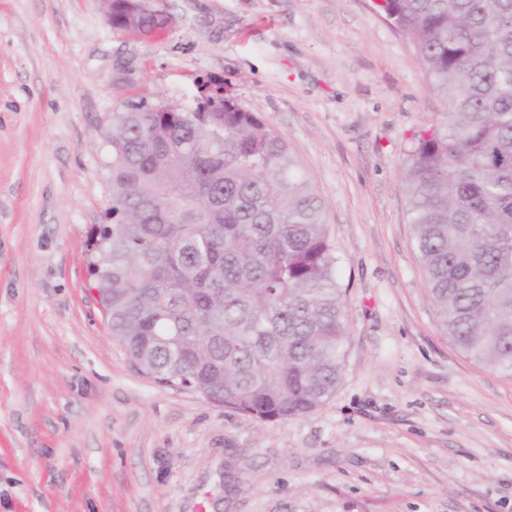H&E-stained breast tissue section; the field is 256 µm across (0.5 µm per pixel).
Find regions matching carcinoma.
Segmentation results:
<instances>
[{
	"instance_id": "cac0c4a2",
	"label": "carcinoma",
	"mask_w": 512,
	"mask_h": 512,
	"mask_svg": "<svg viewBox=\"0 0 512 512\" xmlns=\"http://www.w3.org/2000/svg\"><path fill=\"white\" fill-rule=\"evenodd\" d=\"M442 102L404 169L414 244L450 343L512 378V0H386ZM159 9L122 32L156 34ZM112 113V223L87 244L112 336L155 382L260 421L320 407L346 304L314 186L230 95Z\"/></svg>"
}]
</instances>
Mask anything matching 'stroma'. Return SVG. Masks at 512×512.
<instances>
[{
	"mask_svg": "<svg viewBox=\"0 0 512 512\" xmlns=\"http://www.w3.org/2000/svg\"><path fill=\"white\" fill-rule=\"evenodd\" d=\"M0 0V512H512V380L444 335L403 171L439 100L372 0ZM222 85L324 205L345 292L323 406L260 421L140 373L88 294L127 101ZM151 6L153 9H137L135 12H131L130 9L127 8V12L129 13L127 17L130 18V22L128 23L120 22L121 15L113 13L112 9L107 12V19L111 26L116 24L114 28L122 32L156 34L165 30L167 14L162 10L155 9L153 4H151ZM163 14L166 16L162 17L161 15Z\"/></svg>",
	"mask_w": 512,
	"mask_h": 512,
	"instance_id": "1",
	"label": "stroma"
}]
</instances>
